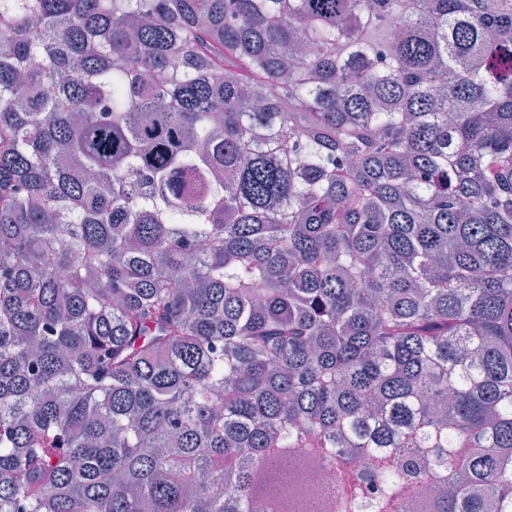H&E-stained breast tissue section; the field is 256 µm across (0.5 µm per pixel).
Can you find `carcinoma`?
<instances>
[{
  "mask_svg": "<svg viewBox=\"0 0 512 512\" xmlns=\"http://www.w3.org/2000/svg\"><path fill=\"white\" fill-rule=\"evenodd\" d=\"M296 448L512 512V0H0V512Z\"/></svg>",
  "mask_w": 512,
  "mask_h": 512,
  "instance_id": "1",
  "label": "carcinoma"
}]
</instances>
